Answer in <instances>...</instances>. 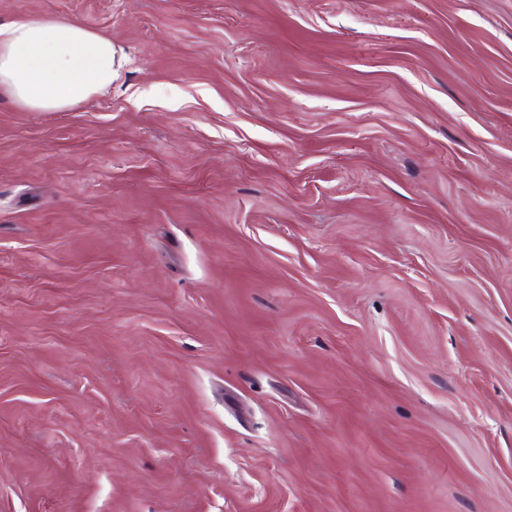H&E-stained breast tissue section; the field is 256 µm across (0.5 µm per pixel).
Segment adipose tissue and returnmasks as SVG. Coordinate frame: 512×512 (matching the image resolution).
Instances as JSON below:
<instances>
[{
  "label": "adipose tissue",
  "instance_id": "ef3b65f1",
  "mask_svg": "<svg viewBox=\"0 0 512 512\" xmlns=\"http://www.w3.org/2000/svg\"><path fill=\"white\" fill-rule=\"evenodd\" d=\"M110 36L78 21L19 17L0 24V95L32 112H54L111 86Z\"/></svg>",
  "mask_w": 512,
  "mask_h": 512
}]
</instances>
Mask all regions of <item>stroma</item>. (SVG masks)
<instances>
[{
  "instance_id": "35a3bbf8",
  "label": "stroma",
  "mask_w": 512,
  "mask_h": 512,
  "mask_svg": "<svg viewBox=\"0 0 512 512\" xmlns=\"http://www.w3.org/2000/svg\"><path fill=\"white\" fill-rule=\"evenodd\" d=\"M111 88L0 96V512H512V0H0Z\"/></svg>"
}]
</instances>
